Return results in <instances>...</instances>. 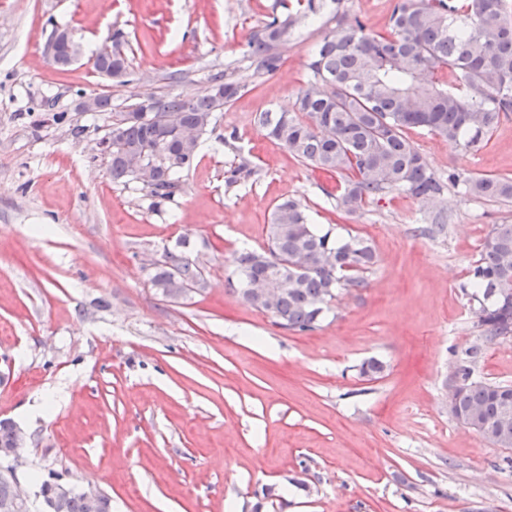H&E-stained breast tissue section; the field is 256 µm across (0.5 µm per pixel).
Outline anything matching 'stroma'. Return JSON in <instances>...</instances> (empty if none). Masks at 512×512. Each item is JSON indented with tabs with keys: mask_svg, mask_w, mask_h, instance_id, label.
<instances>
[{
	"mask_svg": "<svg viewBox=\"0 0 512 512\" xmlns=\"http://www.w3.org/2000/svg\"><path fill=\"white\" fill-rule=\"evenodd\" d=\"M393 0H0V418L32 440L17 472L39 512L41 481L99 485L112 512H512V448L455 420L456 363L481 345L473 376L512 384V339L482 344L463 284L512 200L448 183L426 205L401 191L337 209L327 175L265 135L263 112L290 111L337 11L387 33ZM298 15L282 66L246 53L272 16ZM77 32L61 69L52 26ZM122 31L127 84L93 68ZM224 72L241 94L217 113L174 200L113 181L92 153L112 110L139 98L200 94ZM67 113L64 124L54 113ZM431 171L512 177V113L465 150L415 128ZM248 161L250 174L237 173ZM313 224L371 243L364 286L339 290L314 330L279 327L244 303L234 258L266 248L281 199ZM199 257L203 289L169 302L150 282L165 252ZM384 362L380 378L361 364Z\"/></svg>",
	"mask_w": 512,
	"mask_h": 512,
	"instance_id": "1",
	"label": "stroma"
}]
</instances>
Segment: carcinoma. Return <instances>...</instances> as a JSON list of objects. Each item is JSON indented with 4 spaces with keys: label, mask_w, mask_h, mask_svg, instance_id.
Returning a JSON list of instances; mask_svg holds the SVG:
<instances>
[{
    "label": "carcinoma",
    "mask_w": 512,
    "mask_h": 512,
    "mask_svg": "<svg viewBox=\"0 0 512 512\" xmlns=\"http://www.w3.org/2000/svg\"><path fill=\"white\" fill-rule=\"evenodd\" d=\"M390 31L375 33L359 20L336 13V28L319 45L308 63L310 80L297 97L293 112H264L258 124L298 159L326 173H345L336 207L348 214L361 203L386 191L405 192L423 203L441 195L444 181L429 169L423 155L410 144L405 130L420 128L448 142L475 148L491 135L501 118L512 112V5L509 0H395ZM294 23L290 16L270 17L250 42L247 55L258 73L276 71L283 35ZM94 68L122 82L128 72L124 54L112 60L94 59ZM448 71L447 85L438 73ZM209 88L183 99H154V112L126 113L120 128L121 148L107 155L114 180L133 179L121 151L144 154L159 179L142 183L154 205L171 201L181 191L178 174L190 169L200 139L215 113L241 92L225 74L210 76ZM331 86L328 94L319 84ZM180 117L198 132L185 143L161 119ZM468 194L487 200L512 199V177L493 174L448 175ZM376 262L368 240L349 235L338 239L310 223L298 200L279 202L269 225L267 249L241 251L235 272L245 285L256 280L293 281L278 299L275 314L286 329L316 328L336 299V291L360 287L363 274ZM176 273L189 288L168 287ZM153 288L176 302L203 287V267L197 258L166 252L154 266ZM469 286L488 295L512 289V224H494L481 243L479 259L470 269ZM484 339L512 337V303L485 310L479 321ZM481 354L474 346L458 364V377L467 381L456 396L453 417L471 412L476 432L499 448H512V385L473 378Z\"/></svg>",
    "instance_id": "1"
}]
</instances>
